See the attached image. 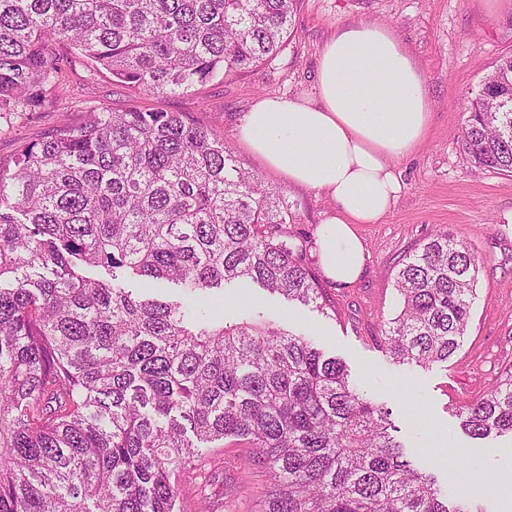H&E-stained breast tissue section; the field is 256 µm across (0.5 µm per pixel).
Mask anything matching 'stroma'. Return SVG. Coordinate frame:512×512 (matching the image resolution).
<instances>
[{"label":"stroma","mask_w":512,"mask_h":512,"mask_svg":"<svg viewBox=\"0 0 512 512\" xmlns=\"http://www.w3.org/2000/svg\"><path fill=\"white\" fill-rule=\"evenodd\" d=\"M360 23L393 27L422 71L431 107L425 140L395 164L403 190L393 210L380 223L359 225L366 268L353 285L328 284L332 313L258 288L251 296L261 314L311 335L326 356L344 361L353 380L385 401L398 440L439 484L461 481L444 463L440 440L470 450L469 496L486 512H501L499 488L512 478V439H471L460 428L456 408L484 395L512 367V173L476 166L461 135L465 97L502 57L512 55V0H301L292 35L272 62L233 79L214 78L197 97L135 95L79 64L41 110L18 118L0 115V163H11L22 145L38 140L65 111L133 104L190 112L233 144L243 168L281 192L297 231L316 236L331 200L267 168L239 140L238 121L259 98L313 96L324 44ZM442 231L466 242L478 263L467 336L448 362L426 369L395 363L376 338L398 306L397 271L406 255ZM254 459L245 439L210 444L204 475L182 483L176 512H256L270 478Z\"/></svg>","instance_id":"stroma-1"}]
</instances>
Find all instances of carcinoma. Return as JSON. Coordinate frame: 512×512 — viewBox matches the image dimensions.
I'll use <instances>...</instances> for the list:
<instances>
[{"label": "carcinoma", "mask_w": 512, "mask_h": 512, "mask_svg": "<svg viewBox=\"0 0 512 512\" xmlns=\"http://www.w3.org/2000/svg\"><path fill=\"white\" fill-rule=\"evenodd\" d=\"M299 0H0V112L44 105L79 59L154 96H196L274 60ZM463 149L512 171V56L468 93ZM278 190L189 112L65 113L0 165V512H175L177 475L242 437L271 488L258 512H485L392 434L391 410L307 335L188 302L236 282L330 307ZM478 267L440 232L401 263L377 338L429 367L460 348ZM182 286L163 302L114 285ZM512 437V367L457 409Z\"/></svg>", "instance_id": "1"}]
</instances>
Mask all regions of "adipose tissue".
<instances>
[{
	"mask_svg": "<svg viewBox=\"0 0 512 512\" xmlns=\"http://www.w3.org/2000/svg\"><path fill=\"white\" fill-rule=\"evenodd\" d=\"M430 118L423 76L394 29L358 24L324 45L314 97L258 99L238 137L268 168L334 202L318 229L320 267L350 284L365 265L356 227L392 210L403 189L394 163L420 147Z\"/></svg>",
	"mask_w": 512,
	"mask_h": 512,
	"instance_id": "ef3b65f1",
	"label": "adipose tissue"
}]
</instances>
